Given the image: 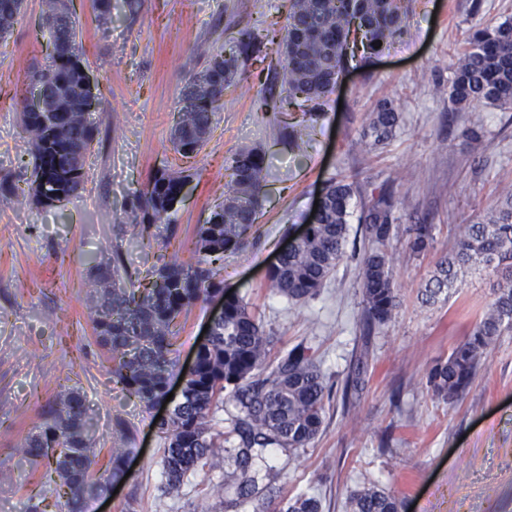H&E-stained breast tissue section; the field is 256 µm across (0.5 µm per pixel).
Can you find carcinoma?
I'll return each mask as SVG.
<instances>
[{"mask_svg": "<svg viewBox=\"0 0 512 512\" xmlns=\"http://www.w3.org/2000/svg\"><path fill=\"white\" fill-rule=\"evenodd\" d=\"M24 0H0V42H4L21 13ZM405 0H289L286 33L282 41L283 84L288 96L321 105L335 91L352 50L368 55L383 52L403 32ZM97 21L112 23L118 0H91ZM38 32L48 34L46 64L29 78L19 106L23 130L32 146L31 189L43 203L41 188L55 181L60 168L84 169L95 137L94 122L83 117L90 101L99 111L107 104L94 93V85L79 70L83 60L74 0H42ZM382 43L376 48L374 43ZM466 47L453 65L448 87L435 86L436 94L456 106L482 102L512 109V20L493 26L475 25ZM257 49L249 28L238 31L236 49L229 54L208 53L204 67L186 81L181 97H193L195 105L181 108L173 129V149L197 153L211 132L213 117L224 104V87L239 73V60ZM52 94L64 109L56 126L44 125L33 116L29 100L40 89ZM399 115L388 104L372 113L369 122L374 145L392 137ZM268 175L265 155L250 149L232 161L224 200L211 209L196 230V249L201 259L194 266L164 262L136 288L107 285L111 274L126 267L123 253L112 252V267L102 270L96 289L94 329L99 343L112 354L113 378L146 405L164 396L167 377L176 367L171 357L174 327L189 308L203 303L221 282L212 265L224 260L256 222L263 183ZM188 177L157 171L131 209L141 241L159 237L156 223L182 196ZM354 184L346 178L327 182L320 211L309 222L304 238L286 253L265 278V288L289 303L314 297L335 271L345 253ZM394 204L382 195L365 205L359 216L364 228V254L359 280L363 298L362 321L368 329L387 325L397 308L392 278ZM410 247L417 253L430 249L432 226L412 228ZM492 266L500 272L494 299L472 324L466 339L448 358L429 372L434 392L452 403L489 367L492 350L503 331L512 329V190H503L501 204L484 221L469 224L456 248L443 254L423 292L424 301H435L455 286L462 270ZM112 316L107 324L103 317ZM272 336L261 317L241 297L224 301V320L198 345V363L187 375V394L176 404L168 420L158 424L163 440L161 465L166 477L163 494L179 492L190 476L204 468L233 463L237 478L207 488L225 498L230 508L259 493L258 467L267 463L271 448L297 449L310 444L324 422L325 400L331 387L310 348L297 345L269 360ZM236 410L231 431L233 449L222 457L224 434L213 432L211 415L224 408ZM20 453L41 465L57 480L49 492L64 501L68 512H84L87 499L104 493L110 479L124 476L126 449L108 450V460L98 466L93 424L81 392L72 388L54 401L51 413L33 427L20 444ZM350 512H399L390 493L375 487L354 493ZM283 512H322L314 496L288 500Z\"/></svg>", "mask_w": 512, "mask_h": 512, "instance_id": "carcinoma-1", "label": "carcinoma"}]
</instances>
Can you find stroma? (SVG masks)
Wrapping results in <instances>:
<instances>
[{"label": "stroma", "mask_w": 512, "mask_h": 512, "mask_svg": "<svg viewBox=\"0 0 512 512\" xmlns=\"http://www.w3.org/2000/svg\"><path fill=\"white\" fill-rule=\"evenodd\" d=\"M84 59L112 113L97 117L98 134L84 164L85 181L69 199L46 206L30 196L33 157L15 102L30 74L45 62L35 25L40 0H24L12 33L0 43V176L16 187L0 207V512H30L42 498L41 469L19 462L17 445L65 388L75 387L95 423V446L107 449L127 433L132 472L118 493L89 500L86 512H224V500L203 498L209 485L231 479L233 464L190 477L180 493L161 495L163 442L148 407L117 384L109 355L96 340L93 288L114 248L125 254L123 284L178 256L198 259L196 229L222 201L226 168L247 148L269 165L257 221L237 251L224 257V289L249 301L273 336L274 350L310 346L333 390L320 434L294 452L270 457V494L237 512H281L298 494L322 501V512H347L356 491L392 493L399 512H512V330L500 336L490 366L455 405L428 383L433 365L463 341L493 300L497 273L465 270L455 287L431 304L419 296L439 257L466 225L481 221L503 189H512V112L482 103L484 134L466 125L434 85H448L453 57L474 24L512 18V0H409L404 32L383 53L348 63L316 115L288 103L274 33L286 24V0H141L120 21L99 25L90 0H76ZM251 28L259 52L240 65L224 90L203 149L175 153L171 132L180 91L203 67L200 42L229 49ZM400 115L387 144L363 138L381 104ZM299 132L303 152L288 144ZM188 175V193L170 212L177 233L140 245L130 208L159 168ZM413 170L407 182L401 175ZM337 175L355 185L353 212L372 196L399 202L392 251L398 306L371 336L360 323L359 257L345 253L319 293L290 304L264 287L282 246L301 234L316 194ZM415 224L433 227L434 247H409ZM220 298L195 305L179 325L173 348L179 364L192 361L198 338ZM369 348L367 384L342 408V388L361 346Z\"/></svg>", "instance_id": "1"}]
</instances>
